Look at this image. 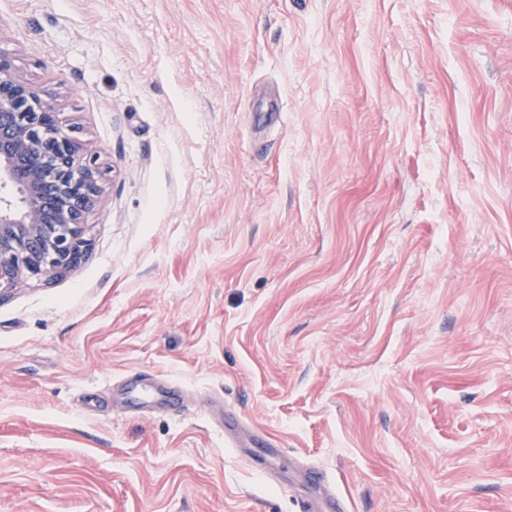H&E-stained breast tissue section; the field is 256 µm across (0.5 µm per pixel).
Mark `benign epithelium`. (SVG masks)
<instances>
[{
	"label": "benign epithelium",
	"mask_w": 512,
	"mask_h": 512,
	"mask_svg": "<svg viewBox=\"0 0 512 512\" xmlns=\"http://www.w3.org/2000/svg\"><path fill=\"white\" fill-rule=\"evenodd\" d=\"M0 55V300L26 278L76 269L106 170L54 102Z\"/></svg>",
	"instance_id": "obj_1"
}]
</instances>
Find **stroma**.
Segmentation results:
<instances>
[{
  "mask_svg": "<svg viewBox=\"0 0 512 512\" xmlns=\"http://www.w3.org/2000/svg\"><path fill=\"white\" fill-rule=\"evenodd\" d=\"M0 53L107 169L0 302V512H512V0H0ZM241 432H245L247 434L252 448L260 445L264 448H268V451L271 455H277L278 448H275L271 443H267L260 439L256 434L252 432V430H247L239 417H234L231 414L224 413V437L227 435V447H241V442L237 436ZM306 474L309 482L315 487L316 494L300 498L299 512H334L336 510H343L341 502L336 497L334 490L316 481L308 469H306ZM324 509L329 511H321Z\"/></svg>",
  "mask_w": 512,
  "mask_h": 512,
  "instance_id": "1",
  "label": "stroma"
}]
</instances>
